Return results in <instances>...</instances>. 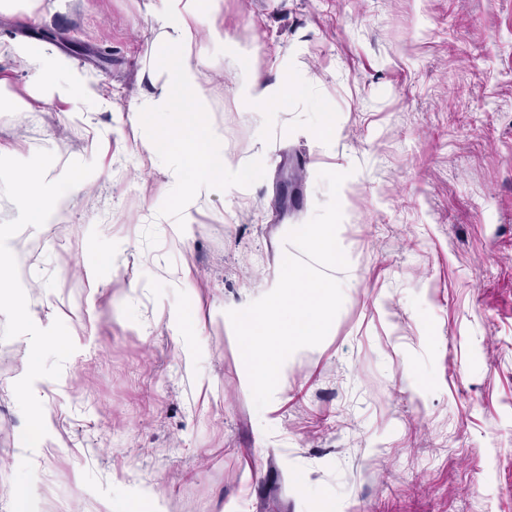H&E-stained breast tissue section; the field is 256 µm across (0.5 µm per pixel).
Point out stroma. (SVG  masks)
Listing matches in <instances>:
<instances>
[{
  "instance_id": "1",
  "label": "stroma",
  "mask_w": 512,
  "mask_h": 512,
  "mask_svg": "<svg viewBox=\"0 0 512 512\" xmlns=\"http://www.w3.org/2000/svg\"><path fill=\"white\" fill-rule=\"evenodd\" d=\"M158 0H73L32 28L0 13V36L54 35L99 76L98 112L53 107L30 126L10 104L27 70L0 59V271L22 242L35 331L0 313V512L16 483L67 512L123 505L157 485L168 512H512V0H224L233 47L267 79L293 74L281 111L247 115L225 68L206 86L234 185L194 211L181 242L164 219V159L135 156L146 130L113 114L145 94L141 61ZM339 132L310 135L324 115ZM267 162L253 170L259 129ZM110 130L95 142V130ZM109 168L50 224L25 223L8 175L22 161ZM322 171L348 174L341 202L355 280L322 343L288 368L281 408L260 412L241 382L237 340L212 310L278 278L289 225L330 198ZM190 277H183V269ZM199 323L186 365L166 322ZM66 329L86 352L45 357L33 403L51 414L46 451L16 455L30 423L17 394L32 333Z\"/></svg>"
}]
</instances>
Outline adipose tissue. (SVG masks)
I'll return each mask as SVG.
<instances>
[{"mask_svg": "<svg viewBox=\"0 0 512 512\" xmlns=\"http://www.w3.org/2000/svg\"><path fill=\"white\" fill-rule=\"evenodd\" d=\"M223 11L224 0H160L155 13L158 34L142 68L153 90L127 107L130 123L152 127L137 146L139 154L151 160L161 155L168 163L179 214L174 231L183 241L192 237L194 206L225 184L224 131L207 121L204 94L214 68L209 48L232 41ZM0 56L20 59L27 67L30 98L21 102L19 112L57 104L78 112L86 104L105 101L100 79L41 41L0 37ZM291 90L286 74L270 81L248 72L236 93L243 112L252 115L275 111L287 102ZM175 112L181 116L178 124L163 123V116ZM11 178L25 221L44 224L61 197L80 196L109 175L94 165L22 163L13 168Z\"/></svg>", "mask_w": 512, "mask_h": 512, "instance_id": "1", "label": "adipose tissue"}]
</instances>
